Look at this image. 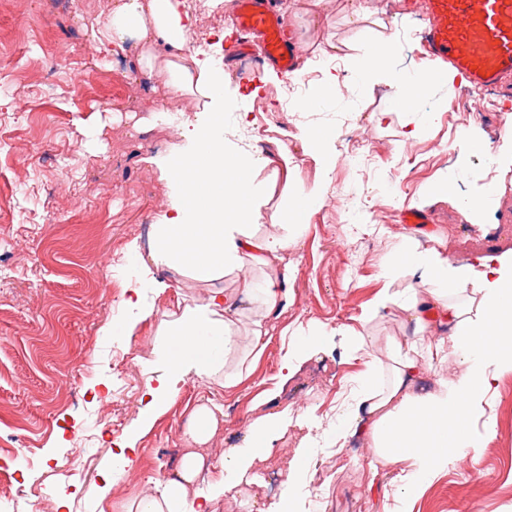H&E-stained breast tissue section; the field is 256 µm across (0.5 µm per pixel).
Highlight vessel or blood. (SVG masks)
Masks as SVG:
<instances>
[{
  "label": "vessel or blood",
  "mask_w": 512,
  "mask_h": 512,
  "mask_svg": "<svg viewBox=\"0 0 512 512\" xmlns=\"http://www.w3.org/2000/svg\"><path fill=\"white\" fill-rule=\"evenodd\" d=\"M429 19L422 50L447 63L477 90L512 85V0H424ZM234 26L258 36L265 61L285 75L298 64V48L284 37L271 0H237Z\"/></svg>",
  "instance_id": "b4317fda"
}]
</instances>
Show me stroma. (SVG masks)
Segmentation results:
<instances>
[{
	"label": "stroma",
	"mask_w": 512,
	"mask_h": 512,
	"mask_svg": "<svg viewBox=\"0 0 512 512\" xmlns=\"http://www.w3.org/2000/svg\"><path fill=\"white\" fill-rule=\"evenodd\" d=\"M276 2L302 58L320 61L321 72L340 82L336 98L309 110L302 127L288 121L284 76L268 69L258 85L242 80L257 58L230 53L231 14L220 13L199 57L224 64L226 93L240 104L224 115L226 140L236 143L240 112L258 100L276 131L255 139L248 152L264 157L283 146L294 158L290 172L270 165L258 172L269 185L263 232L279 233L289 187L323 184L325 203L288 246L290 302L272 319V338L249 375L233 389L187 378L142 432L140 398L149 376L143 362L161 341L163 315L203 302L208 287L158 271L171 286L154 297V317L128 336L113 335L112 323L126 315L127 248L134 243L148 254L153 226L170 201L149 159L183 144L198 106L178 99L184 120L169 129L155 114L163 91L133 80V57L98 51L91 27L111 0H0V40L10 44L0 55V512H54L61 497L66 512H127L148 479L173 474L201 404L213 406L219 420L214 451L242 446L249 424L265 414L290 413L294 424L277 440V453L255 466L263 488L243 484L237 497L214 504V512H241L240 500L254 497L259 512H267L274 498L266 485L282 483L284 451L297 447L299 423L315 436L335 423L367 358H385L388 337L406 333L398 312L374 310L383 288L396 292L410 282L402 273L382 276L395 246L414 236L459 265L512 249V127H500L502 117H512V91L483 92L489 109L475 116L458 109L467 88L460 79L429 88L415 114L402 112L389 85L367 91L353 77L350 58L367 32L350 12H334L335 46L322 53L313 17L289 12V0ZM370 2L394 36V68L429 69L419 49L421 12L406 0ZM412 124L419 132L410 138ZM324 126L335 131L326 177L302 142L304 130ZM354 135L368 146L367 161L349 159L345 142ZM468 136L483 141L484 150L464 151ZM442 182L454 194H430ZM463 198L481 201V209H463ZM412 208L426 217L419 237L403 221ZM287 328H323L330 338L283 385ZM355 331L366 336L365 351L351 345ZM468 424L482 443L478 453L449 467L412 512H512V374L475 405ZM131 434L136 470L99 506L113 446ZM372 460L369 442L358 435L341 452H320L313 467L321 480H302L298 512H395L394 476L372 473Z\"/></svg>",
	"instance_id": "obj_1"
}]
</instances>
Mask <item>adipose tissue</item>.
<instances>
[{
    "instance_id": "obj_1",
    "label": "adipose tissue",
    "mask_w": 512,
    "mask_h": 512,
    "mask_svg": "<svg viewBox=\"0 0 512 512\" xmlns=\"http://www.w3.org/2000/svg\"><path fill=\"white\" fill-rule=\"evenodd\" d=\"M191 26L183 0H112L111 10L92 31L99 50L134 51L137 73L163 77L167 96L196 98L202 114L180 148L151 160L170 185V203L153 226L148 256L136 260L125 302L128 316L112 325L113 334L127 336L138 321L153 316L142 293H161L167 287L155 269L167 268L209 286L204 303L165 314L160 329L164 341L153 350L162 373L155 383L146 384L141 397L144 430L175 399L187 377L218 379L226 388L242 381L247 366L236 355L235 320L242 305L252 306L251 352L261 354L271 338L269 320L288 300L286 285L293 270L283 254L324 203L322 188L289 189L283 234H260L258 201L265 188L256 173L261 161L226 145V73L190 52ZM392 57L390 37H368L353 64L356 79L368 86L387 79L396 95L416 101L429 87L457 79L455 72L444 69L393 71ZM194 195L203 196L202 205L191 204ZM247 258L275 264L274 276L261 281L244 276L235 291L224 289L225 275L241 269ZM398 268L414 276L415 284L396 295L381 293L376 306L399 309L414 334L403 340L388 338L387 360L368 361L352 408L337 418L323 441L341 449L350 436H366L377 466L399 467L401 512H411V503L450 464L477 449L467 418L500 376L512 372V251L457 265L436 249L404 243L384 259V277H392ZM451 355L460 371L421 388L427 367ZM290 424L284 411L252 422L243 446L217 454L214 466L220 475L204 495L194 493L193 486L205 460L201 454L185 453L178 477L154 481L129 512H212L213 501L233 494L241 482L257 483L252 466L274 454L275 442ZM317 443L312 436L302 437L284 489L268 512H295L298 481L307 474Z\"/></svg>"
}]
</instances>
